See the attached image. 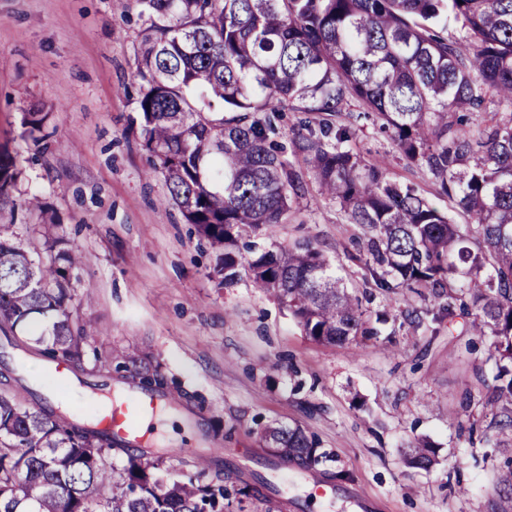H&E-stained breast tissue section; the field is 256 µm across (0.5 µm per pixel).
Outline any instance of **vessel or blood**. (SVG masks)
Wrapping results in <instances>:
<instances>
[{"instance_id": "b4317fda", "label": "vessel or blood", "mask_w": 512, "mask_h": 512, "mask_svg": "<svg viewBox=\"0 0 512 512\" xmlns=\"http://www.w3.org/2000/svg\"><path fill=\"white\" fill-rule=\"evenodd\" d=\"M123 393L119 401L113 402L102 416V423L108 426L113 435L123 439L130 446H143L145 437L140 430V422L146 415L156 413L163 405L161 397L130 389L121 384Z\"/></svg>"}]
</instances>
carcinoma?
Masks as SVG:
<instances>
[{"instance_id":"cac0c4a2","label":"carcinoma","mask_w":512,"mask_h":512,"mask_svg":"<svg viewBox=\"0 0 512 512\" xmlns=\"http://www.w3.org/2000/svg\"><path fill=\"white\" fill-rule=\"evenodd\" d=\"M142 20L136 78L139 127L178 207L218 254L224 281L246 273L307 336L343 344L368 335L366 310L305 241L258 250L240 241L286 224L310 193L360 229L365 265L385 291L424 288L436 317L470 319L491 338L487 442L512 455V0H133ZM458 24L448 36V15ZM503 112L484 116L487 96ZM297 113L289 146L270 140L274 120ZM374 115L405 165L448 199L435 207L411 183L387 178L351 142ZM46 114L26 124L39 140ZM17 178L0 152V197ZM467 218L465 227L451 213ZM35 261L13 224H0V333L84 373L92 322L70 307L81 254L57 236ZM132 387L169 395L156 368ZM0 375V512H224V464L212 458L169 477L163 458L116 443L99 424L64 420L42 395L16 400ZM276 456L304 466L316 442L298 426L264 428ZM418 440L408 463H435ZM126 458L119 475L112 459ZM492 512H512V470Z\"/></svg>"}]
</instances>
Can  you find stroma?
<instances>
[{
    "label": "stroma",
    "instance_id": "stroma-1",
    "mask_svg": "<svg viewBox=\"0 0 512 512\" xmlns=\"http://www.w3.org/2000/svg\"><path fill=\"white\" fill-rule=\"evenodd\" d=\"M131 0H0V150L14 157L18 179L0 222L22 242L45 234L68 240L86 258L73 273L74 306L100 335L87 349L136 354L160 364L180 393L202 397L157 414L151 447L166 468L190 472L197 453L219 455L241 477L261 474L263 496H230L225 512H491L508 468L498 449L469 440L470 423L492 418L490 383L479 380L488 338L470 335L465 319L429 320L437 304L425 290L375 287L355 260V225L309 194L285 224H268L260 245L307 241L349 288L364 297L373 333L345 345L305 336L294 317L247 277L224 281L219 259L180 210L160 206L168 189L151 168L139 133L136 37ZM46 113L49 139L34 143L27 112ZM354 146L381 158L389 179L415 184L439 209L427 175L406 167L390 141L363 121ZM38 196V208L24 207ZM418 310L423 326L409 325ZM14 369L28 390L60 396L70 416L91 419L109 402L118 373L101 370L86 384L58 391L38 356L6 349L0 370ZM300 426L317 443L319 462L273 459L264 426ZM222 429L220 444L206 441ZM429 439L437 462L408 466L409 442ZM335 487L328 499L322 485Z\"/></svg>",
    "mask_w": 512,
    "mask_h": 512
}]
</instances>
